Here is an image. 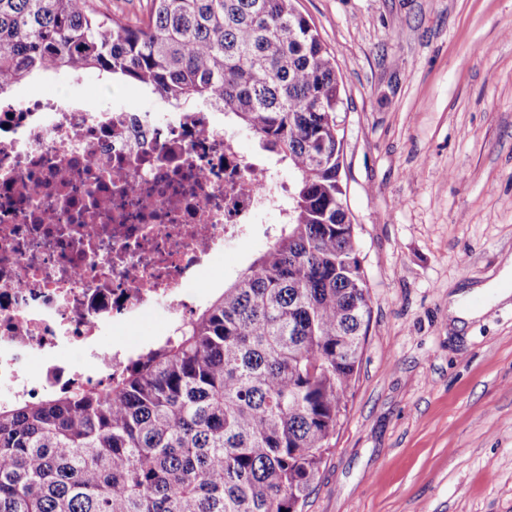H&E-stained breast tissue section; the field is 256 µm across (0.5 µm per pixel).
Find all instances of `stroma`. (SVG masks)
Instances as JSON below:
<instances>
[{
  "label": "stroma",
  "instance_id": "35a3bbf8",
  "mask_svg": "<svg viewBox=\"0 0 512 512\" xmlns=\"http://www.w3.org/2000/svg\"><path fill=\"white\" fill-rule=\"evenodd\" d=\"M334 54L342 182L371 318L346 414L302 512H512V306L465 328L449 295L512 257V0H294ZM172 108L95 70L47 88ZM279 213L217 256L225 280L266 247ZM163 308L108 331L141 349L171 335Z\"/></svg>",
  "mask_w": 512,
  "mask_h": 512
}]
</instances>
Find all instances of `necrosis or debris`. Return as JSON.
I'll list each match as a JSON object with an SVG mask.
<instances>
[{
	"label": "necrosis or debris",
	"instance_id": "obj_1",
	"mask_svg": "<svg viewBox=\"0 0 512 512\" xmlns=\"http://www.w3.org/2000/svg\"><path fill=\"white\" fill-rule=\"evenodd\" d=\"M282 191L215 112L92 111L52 92L1 102L0 389L34 402L106 384L125 356L101 332L160 302L189 317L199 270ZM72 345L97 374L63 360Z\"/></svg>",
	"mask_w": 512,
	"mask_h": 512
}]
</instances>
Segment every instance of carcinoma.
<instances>
[{
	"label": "carcinoma",
	"mask_w": 512,
	"mask_h": 512,
	"mask_svg": "<svg viewBox=\"0 0 512 512\" xmlns=\"http://www.w3.org/2000/svg\"><path fill=\"white\" fill-rule=\"evenodd\" d=\"M48 69L220 106L293 180L265 250L106 390L0 404V512H298L370 319L334 54L292 0H0V95Z\"/></svg>",
	"instance_id": "carcinoma-1"
}]
</instances>
